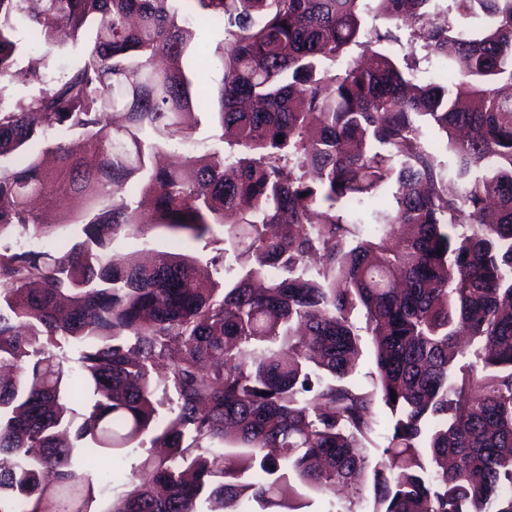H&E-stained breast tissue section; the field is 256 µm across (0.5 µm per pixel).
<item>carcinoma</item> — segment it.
<instances>
[{"label":"carcinoma","instance_id":"obj_1","mask_svg":"<svg viewBox=\"0 0 512 512\" xmlns=\"http://www.w3.org/2000/svg\"><path fill=\"white\" fill-rule=\"evenodd\" d=\"M370 11L443 75L373 50L397 36ZM208 25L214 91L183 66ZM90 27L50 87H0V237L45 242L0 251V512H300L338 488L342 512H512V0H0V84ZM352 44L373 63L334 68ZM195 109L231 150L158 165ZM152 230L214 246L222 279L109 257ZM147 435L166 452L99 510L96 461Z\"/></svg>","mask_w":512,"mask_h":512}]
</instances>
